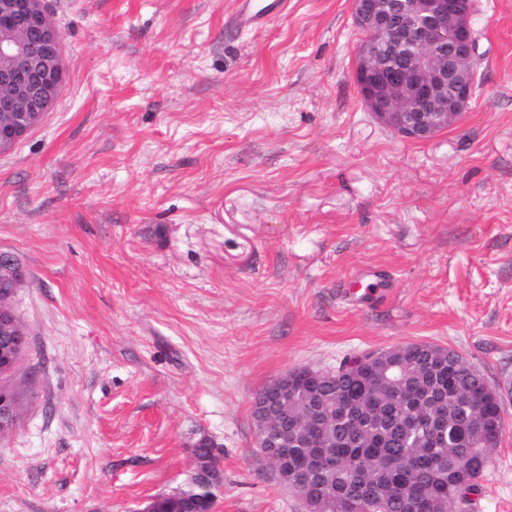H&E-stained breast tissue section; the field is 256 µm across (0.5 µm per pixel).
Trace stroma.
<instances>
[{"label":"stroma","instance_id":"35a3bbf8","mask_svg":"<svg viewBox=\"0 0 512 512\" xmlns=\"http://www.w3.org/2000/svg\"><path fill=\"white\" fill-rule=\"evenodd\" d=\"M65 79L0 155V251L26 268L0 512H141L220 451L215 512H306L255 393L409 343L457 351L506 428L471 510L512 512V0H475L476 90L426 141L354 79L352 0H46Z\"/></svg>","mask_w":512,"mask_h":512}]
</instances>
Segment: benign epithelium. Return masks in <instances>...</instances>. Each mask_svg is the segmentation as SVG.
Listing matches in <instances>:
<instances>
[{
    "instance_id": "1",
    "label": "benign epithelium",
    "mask_w": 512,
    "mask_h": 512,
    "mask_svg": "<svg viewBox=\"0 0 512 512\" xmlns=\"http://www.w3.org/2000/svg\"><path fill=\"white\" fill-rule=\"evenodd\" d=\"M357 26L372 38L358 46L355 79L370 112L401 137L426 141L447 128L469 108L478 63V44L471 19L473 0H353ZM399 52L398 63L384 66L380 47ZM63 81L62 38L51 22L44 0H0V155L10 152L55 105ZM0 260L11 267L14 288L26 281V270L8 253ZM15 337L8 362L0 372L13 373L27 351L26 332L7 303L0 304V335ZM305 381L320 373L298 370ZM296 373V374H298ZM296 374L283 373L269 383L282 399ZM19 421L14 399L0 390V437ZM273 430L256 433L257 447L286 448L288 437L272 438ZM220 458L196 459L186 490L164 499L179 512H196V489L221 491Z\"/></svg>"
}]
</instances>
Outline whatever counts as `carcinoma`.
I'll list each match as a JSON object with an SVG mask.
<instances>
[{
  "label": "carcinoma",
  "mask_w": 512,
  "mask_h": 512,
  "mask_svg": "<svg viewBox=\"0 0 512 512\" xmlns=\"http://www.w3.org/2000/svg\"><path fill=\"white\" fill-rule=\"evenodd\" d=\"M461 355L429 343L343 360L316 389L288 390L278 471L320 512H454L481 494L504 435L501 402Z\"/></svg>",
  "instance_id": "cac0c4a2"
}]
</instances>
